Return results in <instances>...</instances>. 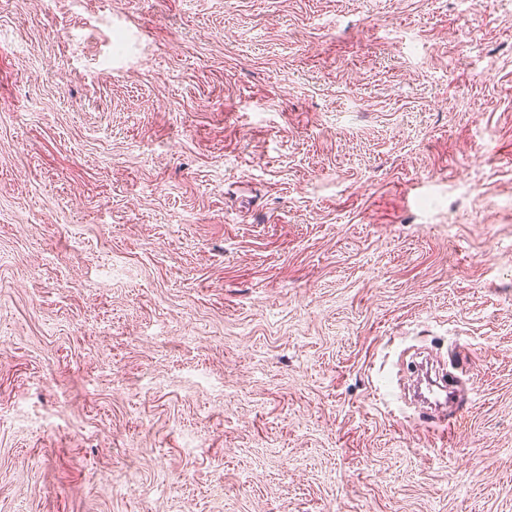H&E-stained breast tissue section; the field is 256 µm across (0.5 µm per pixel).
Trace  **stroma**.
<instances>
[{
    "label": "stroma",
    "mask_w": 512,
    "mask_h": 512,
    "mask_svg": "<svg viewBox=\"0 0 512 512\" xmlns=\"http://www.w3.org/2000/svg\"><path fill=\"white\" fill-rule=\"evenodd\" d=\"M0 512H512V0H0ZM425 364H427V367L430 365V370L434 371V378L436 383V397L434 400V405H443L446 410L452 408L455 405L454 409L448 413V423H451L453 426L456 423L460 412L459 403L456 400V389L454 381L449 375H447L446 372H441L440 374L438 369L437 373L436 369H433L434 366L430 364L429 361H425ZM454 410L455 412L452 414Z\"/></svg>",
    "instance_id": "obj_1"
}]
</instances>
